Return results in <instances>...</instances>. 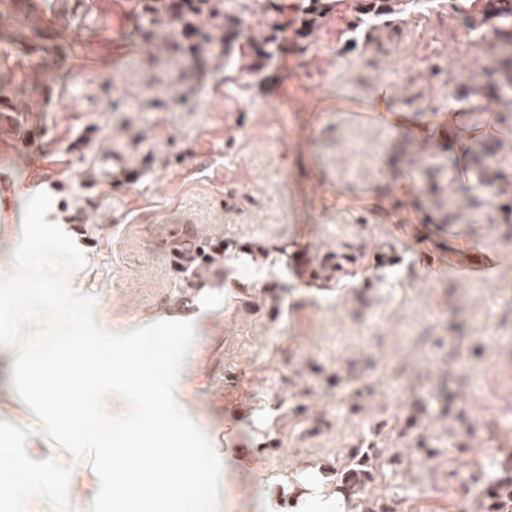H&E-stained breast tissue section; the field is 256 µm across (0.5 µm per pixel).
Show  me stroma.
<instances>
[{
    "label": "stroma",
    "mask_w": 512,
    "mask_h": 512,
    "mask_svg": "<svg viewBox=\"0 0 512 512\" xmlns=\"http://www.w3.org/2000/svg\"><path fill=\"white\" fill-rule=\"evenodd\" d=\"M20 16L0 0V32L41 47L30 62L0 50V291L2 254L22 224H61L71 264L97 256L85 307L132 336L164 317L187 327L191 412L215 424L241 458L223 512H264L251 486H271L307 463H335L376 440L389 465L368 490L397 512H455L474 475L512 453V191L468 206L457 187L472 168L449 156L444 86L421 61L432 53L471 73L456 53L459 19L445 12L373 49L278 56L225 81L211 56L184 69L162 38L140 27L142 0H41ZM390 89V109L429 121L414 137L369 120ZM123 164L136 182L115 180ZM214 242L288 244L256 264L213 265L183 280L174 249ZM481 249L506 262L494 280L431 279L418 246ZM364 249L356 275L309 283L296 253ZM282 287L278 313L262 291ZM361 377L371 393L354 399ZM435 449L426 457L398 435L415 400ZM303 404L304 415L280 408ZM281 448L257 451L263 431ZM401 464H392L394 454Z\"/></svg>",
    "instance_id": "stroma-1"
}]
</instances>
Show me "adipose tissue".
<instances>
[{
    "label": "adipose tissue",
    "instance_id": "adipose-tissue-1",
    "mask_svg": "<svg viewBox=\"0 0 512 512\" xmlns=\"http://www.w3.org/2000/svg\"><path fill=\"white\" fill-rule=\"evenodd\" d=\"M35 247L11 263L0 334L32 382L25 446L0 441V512H217L224 452L205 448L184 403L187 341L170 320L135 336L92 322L83 280L61 252L55 224H25ZM59 287L53 302L43 290ZM288 512H347L318 481Z\"/></svg>",
    "mask_w": 512,
    "mask_h": 512
}]
</instances>
